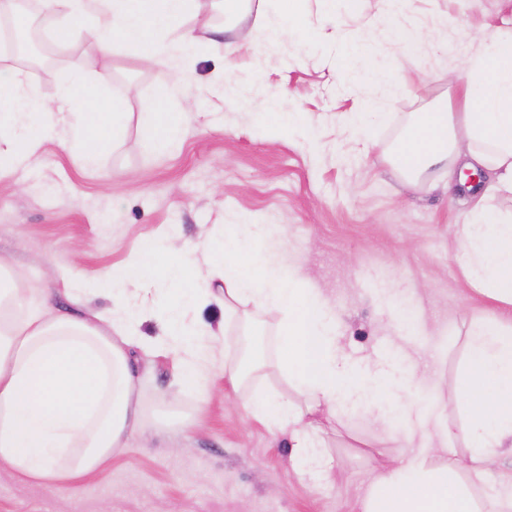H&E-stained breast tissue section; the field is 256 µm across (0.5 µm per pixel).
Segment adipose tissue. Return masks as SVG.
I'll return each instance as SVG.
<instances>
[{"label": "adipose tissue", "instance_id": "ef3b65f1", "mask_svg": "<svg viewBox=\"0 0 512 512\" xmlns=\"http://www.w3.org/2000/svg\"><path fill=\"white\" fill-rule=\"evenodd\" d=\"M281 2L274 17L253 28L255 50L287 35L308 0ZM195 3L44 0L61 41L90 37L104 57L122 44L138 49L148 66L182 72L195 58L198 38L186 25ZM105 79L102 72L91 78L75 70L48 99L23 70L1 64L0 174L27 167L49 139L59 141L76 164L99 156L121 108L99 102L93 87ZM176 97L183 101L182 114L192 112L179 83L145 106L155 118L154 147L162 153L173 148L181 131L168 112ZM463 154L469 169L492 174V193L512 196V32L495 35L465 59L453 94L419 113L392 160L414 176L432 166L454 169ZM491 195L479 197L470 223L456 231L455 258L464 275L500 308L498 316L471 323L450 385L466 424H453L447 407L425 416L414 401L403 402L401 457L367 483L358 512H512V474L501 478L494 495L480 491L488 464L512 455V214L495 209ZM217 278L224 282L225 316L240 305L279 314L278 363L296 393L277 401L255 388L243 397L242 409L287 435L298 477L326 476L322 419L360 409L380 420L393 392L382 386L385 364H354L339 345L336 315L289 255L282 227L228 224L223 243L202 249L172 234L146 244L123 268L100 275L121 300L128 287L139 284L158 292L161 302L153 311L164 321L161 344L177 352L178 378L194 389L201 406L210 397L212 331L185 317L218 299L212 291ZM140 322L139 313L123 302L85 316L53 312L46 289L18 287L0 259V462L28 478L64 484L96 470L129 434L143 431L129 359L131 349L144 345Z\"/></svg>", "mask_w": 512, "mask_h": 512}]
</instances>
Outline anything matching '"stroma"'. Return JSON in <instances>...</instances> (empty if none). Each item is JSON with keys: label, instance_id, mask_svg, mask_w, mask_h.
Instances as JSON below:
<instances>
[{"label": "stroma", "instance_id": "35a3bbf8", "mask_svg": "<svg viewBox=\"0 0 512 512\" xmlns=\"http://www.w3.org/2000/svg\"><path fill=\"white\" fill-rule=\"evenodd\" d=\"M255 18L246 13L227 33L217 0H200L187 20L200 38L187 86L201 109L179 148L160 153L142 105L170 83L171 70L143 66L123 45L104 58L92 39L61 43L29 13L50 61L37 68L18 58L15 66L48 98L75 69L110 70L105 96L122 102L123 116L94 165L78 167L47 142L20 175L0 178V258L20 286L55 289L56 307H70L56 290L63 277L94 287L92 306L106 310L112 290L99 285L100 273L124 266L170 225L194 245L220 238L230 222L280 225L307 282L335 312L348 353L434 367V378L413 389L419 408L431 410L448 393L470 322L497 307L455 259L469 192L449 187L436 168L407 181L388 155L415 113L447 95L481 40L512 31V0H365L358 13L348 0H309L299 30L259 53L245 39ZM400 22L422 28L424 43L395 42ZM228 41L238 44L237 85L223 99L211 75L224 68ZM280 96L316 120V140L270 139L264 104ZM350 112L369 113L364 137L347 131ZM192 317L216 333L206 408L177 384L173 355L134 350L151 447L129 438L99 469L63 485L25 479L0 462V512H354L363 483L398 453L399 402L385 403L384 423L356 411L327 426L330 478L298 480L287 439L238 408V393L224 385L225 362L252 334L271 361L258 383L273 396L292 395L272 364L278 315L228 320L213 304Z\"/></svg>", "mask_w": 512, "mask_h": 512}]
</instances>
